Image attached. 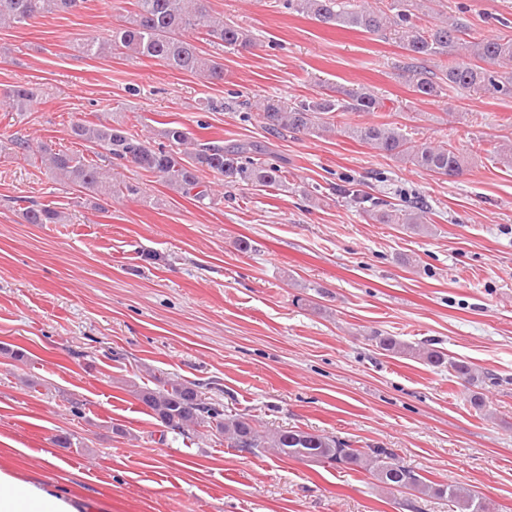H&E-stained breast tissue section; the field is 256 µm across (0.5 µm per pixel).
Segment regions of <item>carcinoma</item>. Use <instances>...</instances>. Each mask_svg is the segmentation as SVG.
Instances as JSON below:
<instances>
[{"mask_svg":"<svg viewBox=\"0 0 512 512\" xmlns=\"http://www.w3.org/2000/svg\"><path fill=\"white\" fill-rule=\"evenodd\" d=\"M85 0H0V25L25 28L48 14H73L83 8ZM290 13L306 15L320 23L346 26L366 33L384 35L393 30L406 51L401 69L413 76L414 92L422 98L437 97L445 89L488 92L512 98V70L491 71L465 61V57L485 63L512 67V35L476 38L469 36L467 26L457 20L441 21L428 27L413 22L424 0H388L387 8L369 6L360 0H283ZM123 24L111 33L87 38L78 49L88 57L104 52L149 59L178 72L199 74L213 81L224 80V64L206 58L195 40L185 37L193 30L201 40L218 51L246 47L252 42L249 31L231 21L210 13L208 0H128ZM454 51L463 59L453 61L439 73L426 70L422 62L429 57ZM34 91L26 84H16L5 95L12 110L28 111ZM380 101L371 93L354 89L339 95L322 93L295 102L268 100L258 113L263 127L273 134L303 133L319 136L330 130L331 119L338 112H376ZM348 137L373 145L380 152L408 162L425 171L448 179L460 176L467 160L452 144H416L390 122L354 124L345 128ZM73 139L93 144L113 159L131 163L159 177L168 186L202 203L211 200L202 174L211 173L233 186L275 188L283 185L282 170L250 160L257 152L254 146L233 143L192 141L190 132L178 123L158 132L162 142L153 145L122 123H103L78 119L70 123ZM40 162L53 174L100 197L135 196L140 186L131 182H114L94 159L68 151L42 148ZM427 205L415 203L412 208H395L381 215L388 224L423 223ZM28 224H60V211L48 204L23 209ZM378 346L396 354L421 357L434 367L446 368L470 384L478 382L473 367L462 360L434 348H414L392 336L376 337ZM155 387L135 390L139 401L148 407L159 422L170 430L184 432L206 427L224 436L229 448L254 452L272 448L281 455L310 459L336 466H354L371 472L377 480L392 489L409 490L421 495L448 497L456 512H489L488 505L475 492L453 484L433 486L414 469L403 465L391 448L361 450L336 436L303 430L274 429L259 431L253 420L244 415H227L223 405L211 402L196 386L154 377Z\"/></svg>","mask_w":512,"mask_h":512,"instance_id":"carcinoma-1","label":"carcinoma"}]
</instances>
